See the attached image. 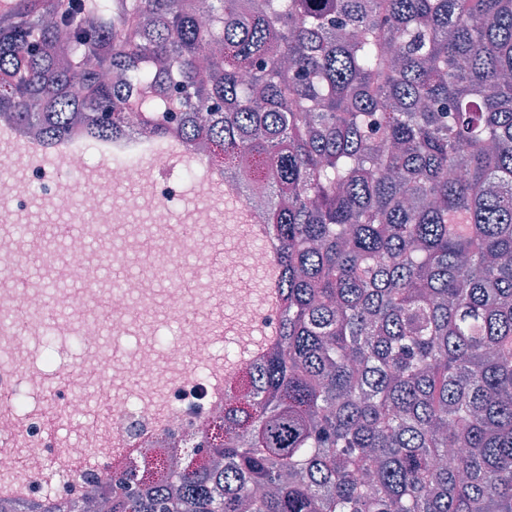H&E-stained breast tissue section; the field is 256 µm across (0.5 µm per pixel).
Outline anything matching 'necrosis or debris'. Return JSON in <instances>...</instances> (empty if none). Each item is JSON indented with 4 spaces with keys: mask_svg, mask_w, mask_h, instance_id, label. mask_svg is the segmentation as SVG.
<instances>
[{
    "mask_svg": "<svg viewBox=\"0 0 512 512\" xmlns=\"http://www.w3.org/2000/svg\"><path fill=\"white\" fill-rule=\"evenodd\" d=\"M0 135L9 143L0 153V395L36 400L49 396L64 416L85 414L94 403L112 410L111 416L84 424L74 438L44 433L24 407L0 419V438L10 442L0 450V473L25 482L23 500L66 512L73 497L107 496L108 472L143 467L158 448H166L173 458L187 457L208 423L222 415L224 404L215 398L206 356L217 332L210 316L213 290L186 286L183 255L192 239L174 229L178 191L168 177H154L150 169L151 163L170 158L154 138L140 130L127 133L122 151L109 142L88 143L77 130L47 146L3 120ZM92 154L107 170L96 187L98 194L145 181L155 193L148 223L130 224L124 215H112L118 245L98 253L91 244L101 236L103 218L84 201L78 178ZM183 155L195 165L194 220L210 239H222L223 225L204 221L210 188L222 166L195 143L185 144ZM24 159L43 198L64 212L75 228L62 248L52 245L44 227L33 226L22 239L15 234L25 201L15 192L9 173ZM32 249L44 251L48 269L61 274L66 288L49 296L38 285L19 287L24 254ZM104 262L132 263L139 273L116 288H106L97 279ZM155 279L161 289L152 288ZM158 306L169 315L192 313L194 319L162 350L147 342L127 351L125 339L138 333L143 317ZM52 307L60 316L51 324L47 311ZM51 327L60 334L75 328L82 344L83 384L74 385L68 378L71 351L66 344L35 357Z\"/></svg>",
    "mask_w": 512,
    "mask_h": 512,
    "instance_id": "4bbe7bcc",
    "label": "necrosis or debris"
}]
</instances>
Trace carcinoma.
<instances>
[{
    "label": "carcinoma",
    "mask_w": 512,
    "mask_h": 512,
    "mask_svg": "<svg viewBox=\"0 0 512 512\" xmlns=\"http://www.w3.org/2000/svg\"><path fill=\"white\" fill-rule=\"evenodd\" d=\"M134 115L260 192L277 321L201 460L106 512H512V0L0 8V117Z\"/></svg>",
    "instance_id": "obj_1"
}]
</instances>
